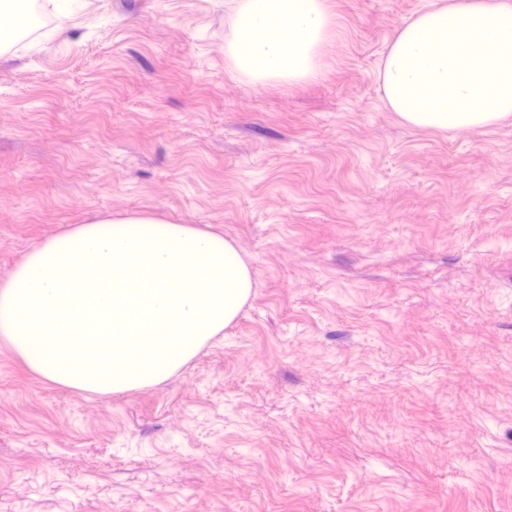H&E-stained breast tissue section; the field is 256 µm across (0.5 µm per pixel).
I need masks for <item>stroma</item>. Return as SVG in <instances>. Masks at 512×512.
Returning a JSON list of instances; mask_svg holds the SVG:
<instances>
[{
  "mask_svg": "<svg viewBox=\"0 0 512 512\" xmlns=\"http://www.w3.org/2000/svg\"><path fill=\"white\" fill-rule=\"evenodd\" d=\"M429 0H331L314 79L232 76V0H74L0 43V277L93 219L224 235L252 288L121 395L0 338V512H512V117L413 125L389 41Z\"/></svg>",
  "mask_w": 512,
  "mask_h": 512,
  "instance_id": "obj_1",
  "label": "stroma"
}]
</instances>
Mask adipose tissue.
<instances>
[{"label":"adipose tissue","instance_id":"adipose-tissue-1","mask_svg":"<svg viewBox=\"0 0 512 512\" xmlns=\"http://www.w3.org/2000/svg\"><path fill=\"white\" fill-rule=\"evenodd\" d=\"M234 69L314 77L336 35L329 0H234ZM387 105L437 129L512 115V0H446L394 34L383 63Z\"/></svg>","mask_w":512,"mask_h":512}]
</instances>
